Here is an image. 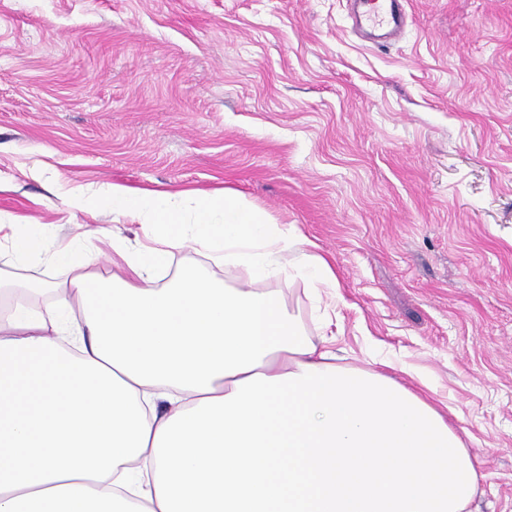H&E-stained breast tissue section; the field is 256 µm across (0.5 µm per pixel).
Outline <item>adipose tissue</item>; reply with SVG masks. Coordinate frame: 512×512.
I'll use <instances>...</instances> for the list:
<instances>
[{
    "mask_svg": "<svg viewBox=\"0 0 512 512\" xmlns=\"http://www.w3.org/2000/svg\"><path fill=\"white\" fill-rule=\"evenodd\" d=\"M107 199L156 241L123 274H88L95 249L62 245L74 276L51 315L40 285L0 280V512H467L480 463L429 397L335 364L257 291L333 280L292 229L233 193L198 197L210 252L249 286L155 288L184 240L178 196Z\"/></svg>",
    "mask_w": 512,
    "mask_h": 512,
    "instance_id": "1",
    "label": "adipose tissue"
}]
</instances>
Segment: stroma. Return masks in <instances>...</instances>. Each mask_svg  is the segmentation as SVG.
I'll return each instance as SVG.
<instances>
[{"label":"stroma","mask_w":512,"mask_h":512,"mask_svg":"<svg viewBox=\"0 0 512 512\" xmlns=\"http://www.w3.org/2000/svg\"><path fill=\"white\" fill-rule=\"evenodd\" d=\"M366 41L349 0H0V221L43 227L0 277L70 280L52 254L89 224L74 189L226 190L296 227L337 281L278 284L344 362L394 365L449 407L486 475L473 512H512V0H405ZM199 229L159 269L243 287Z\"/></svg>","instance_id":"1"}]
</instances>
